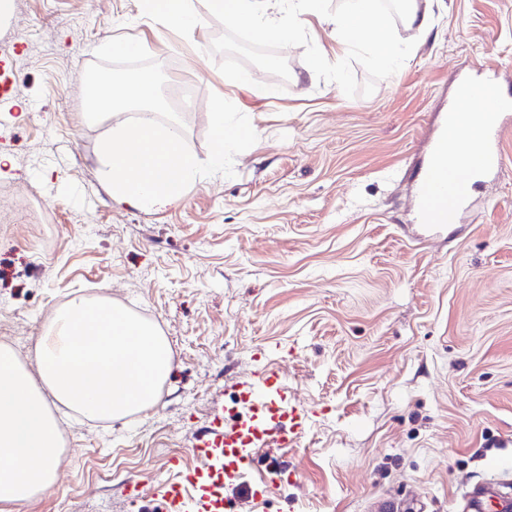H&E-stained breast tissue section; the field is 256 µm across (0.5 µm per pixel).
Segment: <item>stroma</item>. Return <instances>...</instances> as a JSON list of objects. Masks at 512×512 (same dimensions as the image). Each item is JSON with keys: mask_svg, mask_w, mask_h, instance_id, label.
I'll return each mask as SVG.
<instances>
[{"mask_svg": "<svg viewBox=\"0 0 512 512\" xmlns=\"http://www.w3.org/2000/svg\"><path fill=\"white\" fill-rule=\"evenodd\" d=\"M194 4L190 35L135 0H13L0 18L14 109L0 126V346L36 371L46 315L84 296L153 325L174 356L153 411L70 416L56 483L18 512H162L214 417L249 419L241 384L263 364L307 420L225 483L235 512H370L378 497L465 512L512 461V134L447 238L417 240L414 187L473 62L512 95V0H441L421 37L398 26L416 46L368 97L286 48L288 81L249 70L275 91L264 101L220 73L207 50L223 28ZM120 35L163 66L166 96L186 84L249 118L258 140L233 176L151 208L112 200L100 144L126 116L88 122L82 77ZM176 108L206 160V108Z\"/></svg>", "mask_w": 512, "mask_h": 512, "instance_id": "obj_1", "label": "stroma"}]
</instances>
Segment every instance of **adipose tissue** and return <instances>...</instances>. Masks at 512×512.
Instances as JSON below:
<instances>
[{
	"instance_id": "obj_1",
	"label": "adipose tissue",
	"mask_w": 512,
	"mask_h": 512,
	"mask_svg": "<svg viewBox=\"0 0 512 512\" xmlns=\"http://www.w3.org/2000/svg\"><path fill=\"white\" fill-rule=\"evenodd\" d=\"M141 16L184 33L200 18L193 0H137ZM495 97L460 100L456 127L447 130L448 152L467 161L481 136L474 111L493 112ZM29 373L14 352L0 347V512H13L57 477L60 424L48 398L90 419L121 420L151 408L171 374L168 339L104 300L73 298L54 318Z\"/></svg>"
}]
</instances>
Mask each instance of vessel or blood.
Returning a JSON list of instances; mask_svg holds the SVG:
<instances>
[{
	"instance_id": "vessel-or-blood-1",
	"label": "vessel or blood",
	"mask_w": 512,
	"mask_h": 512,
	"mask_svg": "<svg viewBox=\"0 0 512 512\" xmlns=\"http://www.w3.org/2000/svg\"><path fill=\"white\" fill-rule=\"evenodd\" d=\"M475 118L486 126L487 133L471 162H449L446 138L436 139L432 146L416 188L418 210L429 226L446 225L449 217L468 199L474 178L501 166L500 142L512 131V101H499L497 112L489 116L479 112ZM305 422L304 415L295 413L290 422L270 423L262 432L249 437L236 424L212 425L190 450L191 455L200 460V467L184 472L181 482L165 487L164 512H224L220 491L225 480L234 478L236 470L247 469L250 465L245 443L288 447L297 439Z\"/></svg>"
}]
</instances>
